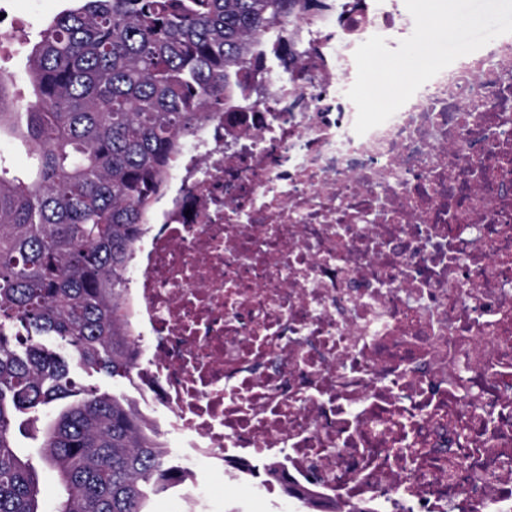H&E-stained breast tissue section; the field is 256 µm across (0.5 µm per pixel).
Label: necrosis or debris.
<instances>
[{
  "mask_svg": "<svg viewBox=\"0 0 512 512\" xmlns=\"http://www.w3.org/2000/svg\"><path fill=\"white\" fill-rule=\"evenodd\" d=\"M257 43L131 260L139 390L196 458L370 512H512V33L359 135L356 48L400 0Z\"/></svg>",
  "mask_w": 512,
  "mask_h": 512,
  "instance_id": "1",
  "label": "necrosis or debris"
}]
</instances>
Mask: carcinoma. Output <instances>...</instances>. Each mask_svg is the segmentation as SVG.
Instances as JSON below:
<instances>
[{
    "instance_id": "carcinoma-1",
    "label": "carcinoma",
    "mask_w": 512,
    "mask_h": 512,
    "mask_svg": "<svg viewBox=\"0 0 512 512\" xmlns=\"http://www.w3.org/2000/svg\"><path fill=\"white\" fill-rule=\"evenodd\" d=\"M33 47V98L0 74V134L30 159L0 167V512H44L17 434L40 439L65 490L53 512H147L181 484L160 434L84 385L83 368L133 374L124 293L134 243L184 142L243 91L258 40L283 41L302 0H75Z\"/></svg>"
}]
</instances>
